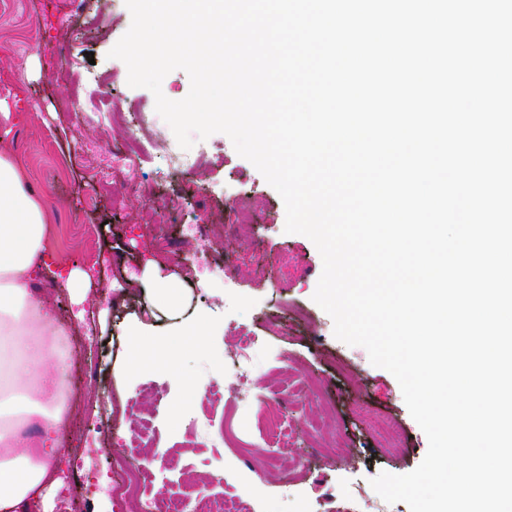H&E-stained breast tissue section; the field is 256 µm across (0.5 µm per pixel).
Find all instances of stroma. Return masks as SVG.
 Listing matches in <instances>:
<instances>
[{"label": "stroma", "mask_w": 512, "mask_h": 512, "mask_svg": "<svg viewBox=\"0 0 512 512\" xmlns=\"http://www.w3.org/2000/svg\"><path fill=\"white\" fill-rule=\"evenodd\" d=\"M130 25L125 0H90L81 12L72 0H0V104L11 114L0 135L46 208L55 262L89 274L80 302L52 273L32 286L74 340L90 334L102 344L95 367L70 363L64 370L79 388L69 410L74 434L62 445L63 463L83 459L77 512H126L112 493L119 476L111 463L126 446L133 415L154 425L153 437L126 448L129 461L146 465L145 489L157 499L192 484L247 512H410L406 503H386L370 481L413 471L427 438L397 379L372 365L363 347L335 337L332 318L313 299L320 253L305 235L285 233L282 198L227 135L204 140L208 160H197L192 148L177 169L151 157L91 197L108 164L97 142L122 145L131 124L119 120L104 131L83 122L73 87L55 77L60 64L108 73L109 84L87 86L86 94L138 106L152 130L171 132L152 92L129 87L126 65L110 56ZM245 212L251 224L235 228V215ZM190 225L213 240L210 251L187 234ZM90 251L100 257L99 273L86 259ZM150 262L184 281L183 315L200 317L207 330L205 350L186 349L180 359L188 387L161 366L127 369L130 330L156 323L138 281ZM240 331L263 342L243 399L234 395L227 359ZM209 389L224 392L225 402L208 404ZM272 389L279 422L258 410ZM185 401L188 412L174 419L175 405ZM222 427L227 435H219ZM286 473L289 495L281 488Z\"/></svg>", "instance_id": "obj_1"}]
</instances>
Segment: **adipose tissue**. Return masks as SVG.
Here are the masks:
<instances>
[{"label":"adipose tissue","instance_id":"1","mask_svg":"<svg viewBox=\"0 0 512 512\" xmlns=\"http://www.w3.org/2000/svg\"><path fill=\"white\" fill-rule=\"evenodd\" d=\"M47 222L23 167L0 140V512H32L55 484L63 423L59 370L66 358L54 340L52 313L31 287L52 267ZM141 282L152 305L177 312L180 283L150 267ZM205 336L197 322L147 339L134 330L128 367L173 365L185 347L204 349ZM31 425L36 433L30 437Z\"/></svg>","mask_w":512,"mask_h":512}]
</instances>
